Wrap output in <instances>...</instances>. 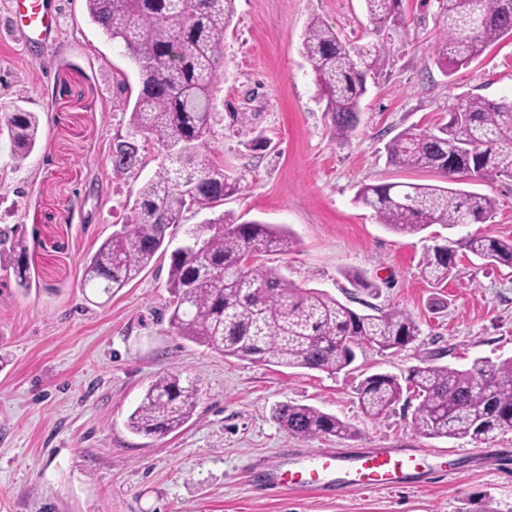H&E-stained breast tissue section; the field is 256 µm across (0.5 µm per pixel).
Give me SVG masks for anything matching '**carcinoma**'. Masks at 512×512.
Masks as SVG:
<instances>
[{
    "mask_svg": "<svg viewBox=\"0 0 512 512\" xmlns=\"http://www.w3.org/2000/svg\"><path fill=\"white\" fill-rule=\"evenodd\" d=\"M236 0H85L90 21L112 41L123 44L138 71L139 91L129 117L131 138L115 144L118 173L140 167L137 136L160 149L162 159L140 187L134 220L112 233L83 263L81 287L112 296L170 253L167 288L173 297L170 326L184 338L238 359L275 366L336 373L350 366L366 346L400 349L417 340L419 326L401 310L360 313L319 289L299 288L258 263L270 252L295 245L282 225L238 222L231 213L186 232L171 250L169 228L192 211L214 212L239 191V180L203 153L217 136V112L224 32ZM440 29L434 62L442 69L462 67L488 46L512 36V0H434ZM377 27L399 25V0H365ZM303 54L331 115L333 133L350 134L358 124L367 77L380 73L384 48L352 45L321 19L305 30ZM12 158L22 165L41 135L37 112L20 107L5 118ZM390 164L434 171L446 185L392 182L365 184L356 201L373 211L377 223L394 233L413 235L434 224L453 229L492 219L494 203L476 192L452 187L460 178H512V101L465 97L449 108L448 121L430 129L408 127L387 145ZM453 240L423 255L421 272L431 283L448 280L455 267ZM489 265L512 267V238L475 234L462 241ZM25 232L0 229V269H13L16 284L29 290L24 259ZM420 400L413 429L428 438L486 443L512 430V358H476L466 368L423 359L400 382L389 373L366 376L355 390L364 416L388 414L403 392ZM197 383L167 371L147 387L127 419L128 429L165 436L194 415ZM272 415L288 433L301 438H352L358 430L335 415L307 405L279 404Z\"/></svg>",
    "mask_w": 512,
    "mask_h": 512,
    "instance_id": "obj_1",
    "label": "carcinoma"
}]
</instances>
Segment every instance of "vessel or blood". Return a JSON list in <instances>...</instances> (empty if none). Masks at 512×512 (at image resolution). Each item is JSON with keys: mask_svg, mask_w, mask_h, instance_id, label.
Segmentation results:
<instances>
[{"mask_svg": "<svg viewBox=\"0 0 512 512\" xmlns=\"http://www.w3.org/2000/svg\"><path fill=\"white\" fill-rule=\"evenodd\" d=\"M10 27L21 43H46L59 30V8L54 0H10ZM421 453L394 448L369 452H319L289 456L279 472L264 477L266 488L307 492H345L352 489L389 490L408 486L423 470Z\"/></svg>", "mask_w": 512, "mask_h": 512, "instance_id": "1", "label": "vessel or blood"}]
</instances>
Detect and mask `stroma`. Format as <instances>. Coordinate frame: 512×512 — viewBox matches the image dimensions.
<instances>
[{
  "mask_svg": "<svg viewBox=\"0 0 512 512\" xmlns=\"http://www.w3.org/2000/svg\"><path fill=\"white\" fill-rule=\"evenodd\" d=\"M434 0H400L401 27H375L364 0H236L225 31L223 127L212 155L241 190L224 210L285 225L291 252L261 262L300 288L326 291L359 312L402 310L420 334L408 347L357 351L329 374L228 357L179 336L169 324V259L160 257L106 305L89 303L82 260L133 217L156 170L115 172L112 146L128 136L138 76L120 43L90 23L84 0H62L56 45L30 49L8 37L0 0V114L39 113L42 136L22 166L0 133V228L22 225L32 280L20 290L0 270V512H512V431L475 445L415 432L417 400L365 417L355 389L366 376H407L420 359L461 368L477 357H512V268L490 267L458 248L448 281L421 275L425 249L474 234L512 236V179L462 181L490 197L491 221L434 225L400 235L354 197L365 184L439 183L438 174L389 164L385 146L408 127L446 121L458 98L512 100V38L467 66L434 62ZM352 44L383 45L385 66L367 82L359 123L332 133L315 75L302 54L311 18ZM247 113L245 122L233 120ZM358 274L376 290L354 287ZM198 382L192 419L164 437L130 432L126 419L159 374ZM310 405L355 426L349 439H303L272 416L279 403ZM414 448L455 476H426L389 491L341 495L264 490L261 473L291 453Z\"/></svg>",
  "mask_w": 512,
  "mask_h": 512,
  "instance_id": "stroma-1",
  "label": "stroma"
}]
</instances>
